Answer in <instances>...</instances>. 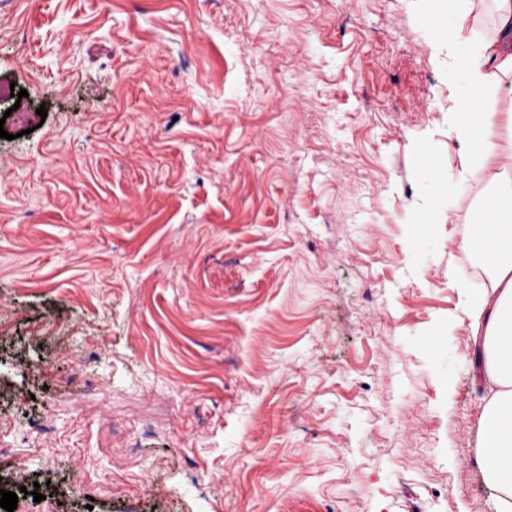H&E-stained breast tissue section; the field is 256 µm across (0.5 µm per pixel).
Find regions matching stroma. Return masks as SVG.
<instances>
[{"instance_id": "35a3bbf8", "label": "stroma", "mask_w": 512, "mask_h": 512, "mask_svg": "<svg viewBox=\"0 0 512 512\" xmlns=\"http://www.w3.org/2000/svg\"><path fill=\"white\" fill-rule=\"evenodd\" d=\"M455 23L0 0V79L47 110L0 138V489L43 496L15 512H498Z\"/></svg>"}]
</instances>
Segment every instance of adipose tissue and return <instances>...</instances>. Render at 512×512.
Returning <instances> with one entry per match:
<instances>
[{
	"label": "adipose tissue",
	"instance_id": "adipose-tissue-1",
	"mask_svg": "<svg viewBox=\"0 0 512 512\" xmlns=\"http://www.w3.org/2000/svg\"><path fill=\"white\" fill-rule=\"evenodd\" d=\"M495 34L480 40L463 36L468 13H460L459 30L448 37V51L466 59V72L448 114V145L461 160L462 172L494 166L491 191L484 203L494 226L472 238L490 285L479 293L462 291L463 313L478 349L480 374L488 381L489 397L480 420L477 464L485 483L504 501L512 500V151L493 139L499 122L512 125V113L479 107L490 82L512 78V0H493Z\"/></svg>",
	"mask_w": 512,
	"mask_h": 512
}]
</instances>
